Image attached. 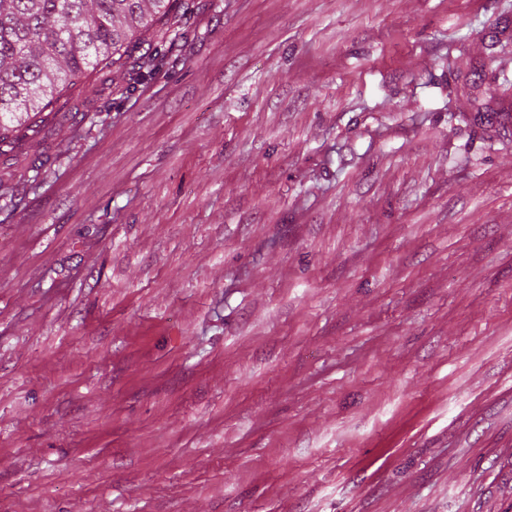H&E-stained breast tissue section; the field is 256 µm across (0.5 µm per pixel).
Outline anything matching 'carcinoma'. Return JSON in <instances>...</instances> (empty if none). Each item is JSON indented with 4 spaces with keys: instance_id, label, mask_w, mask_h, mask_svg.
Returning a JSON list of instances; mask_svg holds the SVG:
<instances>
[{
    "instance_id": "cac0c4a2",
    "label": "carcinoma",
    "mask_w": 512,
    "mask_h": 512,
    "mask_svg": "<svg viewBox=\"0 0 512 512\" xmlns=\"http://www.w3.org/2000/svg\"><path fill=\"white\" fill-rule=\"evenodd\" d=\"M182 0H0V154L90 68L154 74L174 46L151 34L180 21Z\"/></svg>"
}]
</instances>
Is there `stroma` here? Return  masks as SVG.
<instances>
[{"label": "stroma", "mask_w": 512, "mask_h": 512, "mask_svg": "<svg viewBox=\"0 0 512 512\" xmlns=\"http://www.w3.org/2000/svg\"><path fill=\"white\" fill-rule=\"evenodd\" d=\"M191 2L0 156V512H512V0Z\"/></svg>", "instance_id": "1"}]
</instances>
